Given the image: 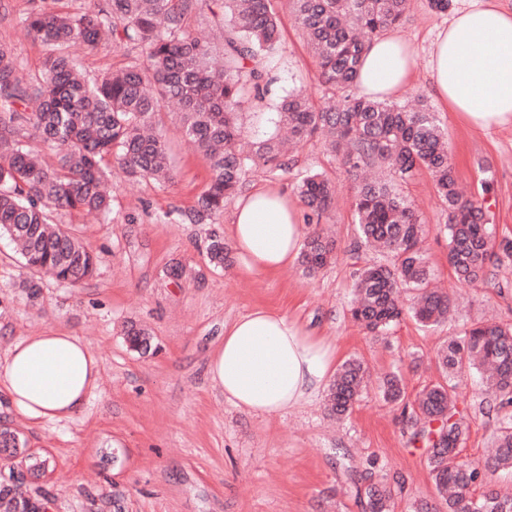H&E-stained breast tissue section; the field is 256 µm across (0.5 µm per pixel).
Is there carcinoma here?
Wrapping results in <instances>:
<instances>
[{"instance_id": "cac0c4a2", "label": "carcinoma", "mask_w": 512, "mask_h": 512, "mask_svg": "<svg viewBox=\"0 0 512 512\" xmlns=\"http://www.w3.org/2000/svg\"><path fill=\"white\" fill-rule=\"evenodd\" d=\"M22 21L49 48L40 71L25 75L11 43L0 41V236L20 246L31 275L24 287L36 295L34 276L48 273L80 283L95 271L96 257L74 229L57 224L59 212L107 213L104 190L109 162L134 179H173L158 116L177 106L181 133L209 161L212 176L196 205L181 214L202 224L221 214L224 203L244 192L250 171L271 177L290 173L288 144L316 135L340 156L354 176V248L375 250L383 261L358 269L350 304L352 319L373 336H386L403 318L423 327L448 321L452 295L432 286V270L420 247L425 225L394 184L422 172L433 180L447 212L442 225L448 262L456 279L473 283L490 262L512 261V244L495 252V225L483 204L460 190L445 132L435 113L421 103L410 108L359 93L362 53L369 38L401 24L408 0H289L292 16L315 59L321 85L338 98L315 105L299 88L283 96L268 121L273 131L241 147L240 116L265 100L271 83L266 60L281 46L272 0H218L212 29L220 46L195 35L193 22L209 0H105L92 8L66 10L64 0H27ZM105 31L115 45L140 52L126 65L90 79L67 52L80 41L98 45ZM37 139L52 152L41 159L27 144ZM307 223L320 220L336 201V187L320 173L296 184ZM335 243L318 230L300 252L303 272L312 276L334 258ZM229 249L215 236L207 259L224 267ZM125 335L136 351L150 348L149 333L134 325ZM445 381L406 397L392 373L379 386L383 400L400 409L410 424V441L427 448L429 476L440 504L420 501L413 512H512V492L496 488L493 477L512 473V325L481 320L448 340L438 356ZM366 367L352 358L336 373L328 395L330 410L347 415L365 389ZM476 375L488 402L499 413L492 451L481 462L461 457L469 422L457 403L463 378ZM370 463L347 470V480L365 512H394L395 488L375 478ZM484 488L481 495L474 487ZM3 512H44V503L12 495L0 486Z\"/></svg>"}]
</instances>
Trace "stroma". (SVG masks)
<instances>
[{
	"instance_id": "stroma-1",
	"label": "stroma",
	"mask_w": 512,
	"mask_h": 512,
	"mask_svg": "<svg viewBox=\"0 0 512 512\" xmlns=\"http://www.w3.org/2000/svg\"><path fill=\"white\" fill-rule=\"evenodd\" d=\"M467 0H449L437 12L429 0H412L396 32L414 49L409 83L397 102L425 99L445 131L457 179L485 199L497 240L512 241V128L476 131L434 96L429 49L447 27L452 10ZM281 51L270 58L273 77L266 100L245 110L243 139L269 131L265 114L278 98L305 88L321 99L316 68L296 28L288 0H275ZM26 0H0V39L12 43L27 72H36L45 47L25 35ZM88 78L124 61L123 49L104 41L95 49L70 48ZM175 179L166 184L131 181L113 169L108 215L61 213L98 257L94 275L79 285L43 277L37 299L21 283L27 273L10 239L0 237V351L16 339L50 328L71 332L101 361L96 396L72 421L30 424L0 399V421L15 429L24 448L0 454V470L22 474L20 490L48 501V512H363L346 477L350 468H374L396 483L394 512H412L419 500L437 498L426 466V450L412 444L397 408L369 388L350 414L330 417L324 396L301 409L262 418L235 408L207 379L209 352L224 338L225 325L257 308L287 314L336 347L337 362L361 358L372 377L400 373L408 395L441 381L437 351L464 325L487 315L512 323V262L489 268L484 280L457 284L448 264L440 224L447 214L427 174L401 186L427 234L424 247L435 278L452 293L455 312L447 324L423 329L400 322L389 335L373 337L350 318L353 274L379 261L378 253L354 250L352 181L345 169L312 139L299 148L288 178L254 172L248 189L274 185L293 191L295 174L319 171L336 184L335 208L320 227L336 241L337 259L315 276L299 266L273 274L245 275L239 261L221 269L209 264L211 235H226L234 201L208 224L176 215L190 210L211 178L208 160L182 136L175 113L162 114ZM491 190H484L485 177ZM135 323L152 335L148 352L132 350L124 329ZM482 390L472 379L458 389V407L471 418L462 446L465 458L482 457L496 428L481 413ZM44 468L31 467L32 459Z\"/></svg>"
}]
</instances>
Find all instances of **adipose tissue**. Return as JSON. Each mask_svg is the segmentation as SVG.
<instances>
[{"instance_id": "ef3b65f1", "label": "adipose tissue", "mask_w": 512, "mask_h": 512, "mask_svg": "<svg viewBox=\"0 0 512 512\" xmlns=\"http://www.w3.org/2000/svg\"><path fill=\"white\" fill-rule=\"evenodd\" d=\"M413 64L403 38L375 37L361 60V94L394 96L410 81ZM430 70L439 100L472 129L512 127V9L497 0H472L455 10L431 45ZM229 235L244 272L260 274L293 266L304 231L287 194L265 187L238 198ZM335 371L334 345L264 308L226 326L208 362L210 382L228 403L265 418L311 402ZM100 383L96 356L66 331L24 336L0 353V394L35 424L74 419Z\"/></svg>"}]
</instances>
